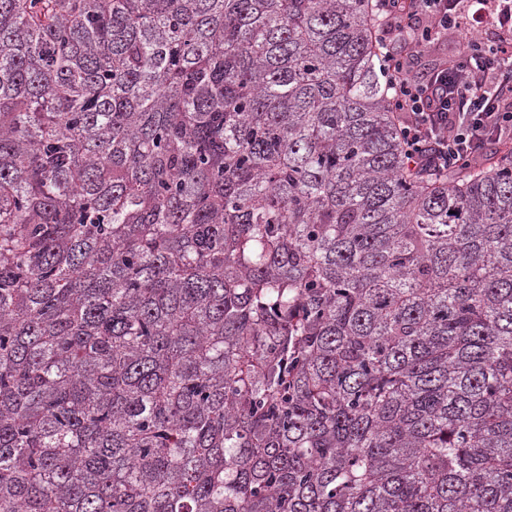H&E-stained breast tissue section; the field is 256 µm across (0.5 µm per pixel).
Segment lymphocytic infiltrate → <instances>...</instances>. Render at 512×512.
I'll use <instances>...</instances> for the list:
<instances>
[{
    "label": "lymphocytic infiltrate",
    "instance_id": "1",
    "mask_svg": "<svg viewBox=\"0 0 512 512\" xmlns=\"http://www.w3.org/2000/svg\"><path fill=\"white\" fill-rule=\"evenodd\" d=\"M379 71L409 165L434 175L512 139V0H372ZM464 37L420 73L421 55Z\"/></svg>",
    "mask_w": 512,
    "mask_h": 512
}]
</instances>
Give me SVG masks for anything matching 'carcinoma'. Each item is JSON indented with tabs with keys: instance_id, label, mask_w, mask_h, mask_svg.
I'll return each instance as SVG.
<instances>
[{
	"instance_id": "obj_1",
	"label": "carcinoma",
	"mask_w": 512,
	"mask_h": 512,
	"mask_svg": "<svg viewBox=\"0 0 512 512\" xmlns=\"http://www.w3.org/2000/svg\"><path fill=\"white\" fill-rule=\"evenodd\" d=\"M0 512H512V149L371 0H0Z\"/></svg>"
}]
</instances>
